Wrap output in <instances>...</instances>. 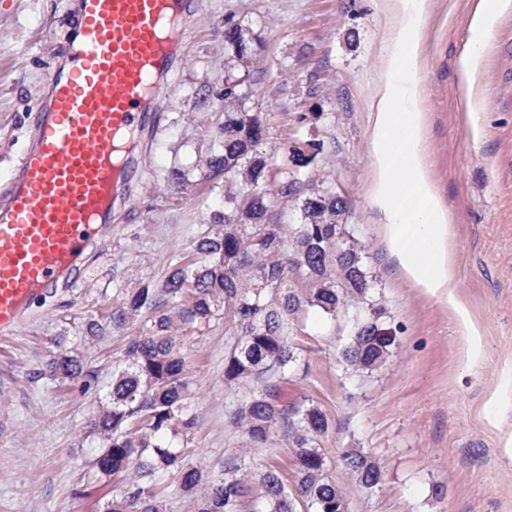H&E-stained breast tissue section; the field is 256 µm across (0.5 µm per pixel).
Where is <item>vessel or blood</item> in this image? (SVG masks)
Listing matches in <instances>:
<instances>
[{
    "label": "vessel or blood",
    "instance_id": "1",
    "mask_svg": "<svg viewBox=\"0 0 512 512\" xmlns=\"http://www.w3.org/2000/svg\"><path fill=\"white\" fill-rule=\"evenodd\" d=\"M198 0H79L77 46L49 76L28 149L0 192V333L78 277L112 234L135 151L183 55Z\"/></svg>",
    "mask_w": 512,
    "mask_h": 512
}]
</instances>
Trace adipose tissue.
<instances>
[{
  "instance_id": "adipose-tissue-1",
  "label": "adipose tissue",
  "mask_w": 512,
  "mask_h": 512,
  "mask_svg": "<svg viewBox=\"0 0 512 512\" xmlns=\"http://www.w3.org/2000/svg\"><path fill=\"white\" fill-rule=\"evenodd\" d=\"M512 0H480L470 48L461 72L472 77L483 44L499 11ZM396 24L384 48L385 79L372 104L369 201L382 216L380 244L398 278L424 294L445 301L469 338L467 356L480 358L481 332L456 299L453 247L447 208L434 192L426 163V115L417 109L418 49L426 0H394ZM418 198L403 204L404 194Z\"/></svg>"
}]
</instances>
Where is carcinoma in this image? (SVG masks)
I'll use <instances>...</instances> for the list:
<instances>
[{"label":"carcinoma","mask_w":512,"mask_h":512,"mask_svg":"<svg viewBox=\"0 0 512 512\" xmlns=\"http://www.w3.org/2000/svg\"><path fill=\"white\" fill-rule=\"evenodd\" d=\"M224 121L212 137L205 177L224 176V210L210 216L192 248L169 264L159 284L121 288L112 309V328L140 323L126 349L127 363L113 372L110 406L92 416L88 435L100 442L90 476L109 479L132 471L102 512H163L155 492L175 475L190 495L194 512H336L348 491L329 474L319 440L330 420L313 403L284 399L283 386L297 361L290 325L309 310L324 317L354 308L351 338L342 356L361 373L378 368L396 345L384 308L369 298L371 280L353 233L344 224L347 198L336 185L315 179L308 167L325 151V141L294 136L270 152L261 150L266 130L248 111L252 56L242 24L224 21ZM274 186L279 204L271 202ZM299 209L300 218L289 215ZM224 320L230 348L224 354V385L233 398L224 405L229 430L244 448H294L296 485L288 487L273 468L260 475L261 493L247 504L245 459L227 454L220 474L209 476L185 465L181 445L198 421L187 380L188 356L179 333L203 330ZM52 378L90 376L82 360L62 347L49 360ZM342 464L355 489L372 493L383 474L360 448L347 450Z\"/></svg>","instance_id":"carcinoma-1"}]
</instances>
